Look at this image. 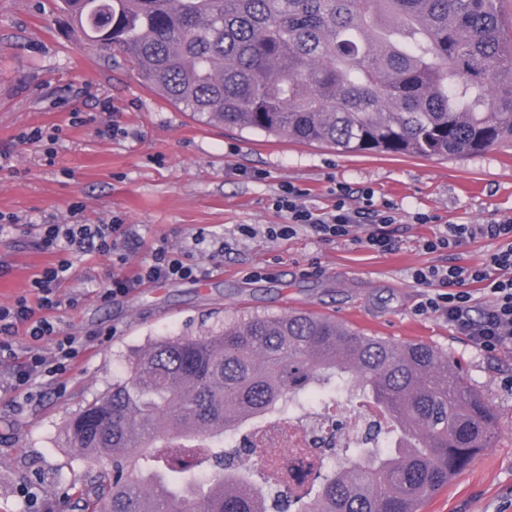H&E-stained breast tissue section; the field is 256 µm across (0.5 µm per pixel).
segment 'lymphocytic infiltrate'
Returning a JSON list of instances; mask_svg holds the SVG:
<instances>
[{
	"mask_svg": "<svg viewBox=\"0 0 512 512\" xmlns=\"http://www.w3.org/2000/svg\"><path fill=\"white\" fill-rule=\"evenodd\" d=\"M306 195V190L291 186L278 196L275 205L287 212L288 221L267 227L269 236L289 238L303 230L321 240L355 239L374 251H392L394 243L387 228L395 218L391 211L375 206L372 192H363L353 206L347 202L346 189L338 188L335 203L326 209L308 207ZM359 228L364 231L360 238L354 235ZM134 238L130 226L118 219L110 224L41 225L39 246L57 254V262L45 266L31 280L32 297L22 296L12 305L0 306V354L8 351L7 339L16 333H24L32 343L18 372V384L42 373L65 374L84 345L82 337L62 335L52 316L59 305L58 290L71 276L73 254L91 251L111 257L114 270L102 292L108 298L161 281L205 277L211 272L210 261L222 258L228 248L226 241H219L207 262L202 263L192 261L187 248L163 241L152 248L149 260L128 276L122 268L128 261L126 248ZM478 238L504 244L503 249L491 254L487 265L431 266L415 270L412 277L417 284L436 290L435 296L426 299L425 310L445 315L451 326L483 348L512 347V217L489 224H446L425 239L423 246L431 252H448L463 241ZM477 289L492 297L490 304L480 310L474 307L473 292ZM45 340L54 345L53 357H45L38 349Z\"/></svg>",
	"mask_w": 512,
	"mask_h": 512,
	"instance_id": "1",
	"label": "lymphocytic infiltrate"
}]
</instances>
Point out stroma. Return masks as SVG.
<instances>
[{"instance_id":"35a3bbf8","label":"stroma","mask_w":512,"mask_h":512,"mask_svg":"<svg viewBox=\"0 0 512 512\" xmlns=\"http://www.w3.org/2000/svg\"><path fill=\"white\" fill-rule=\"evenodd\" d=\"M41 131L40 140L27 134ZM305 189L307 206L325 208L343 184L351 198L374 190L396 218L394 249L376 252L321 241L305 231L269 238L287 221L273 202L282 185ZM444 224H485L512 217V146L448 158L349 154L258 132L207 124L152 90L121 55L83 42L52 0H0V215L20 219L0 236V274L18 278L0 291L8 306L52 254L39 250L40 225L98 224L120 218L137 240L126 273L154 244L229 243L217 270L202 280H172L102 299L109 257L78 253L59 290L61 330L87 338L72 369L15 388L30 346L12 337L0 359V512H80L78 498L97 461L64 447L67 421L127 378L132 357L154 340L195 335L227 319L292 311L335 315L370 336L421 341L462 364L466 379L492 405L495 434L421 512H512V349L488 351L438 313L420 312L429 295L415 269L455 260L479 266L499 241H468L451 254L423 241ZM255 224L245 237L240 225ZM205 241L194 244L196 235ZM76 306H69V299Z\"/></svg>"}]
</instances>
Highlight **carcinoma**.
Returning <instances> with one entry per match:
<instances>
[{"label":"carcinoma","instance_id":"1","mask_svg":"<svg viewBox=\"0 0 512 512\" xmlns=\"http://www.w3.org/2000/svg\"><path fill=\"white\" fill-rule=\"evenodd\" d=\"M175 106L226 128L344 153L461 156L512 142V33L499 0H59ZM369 394L368 448L322 449L284 499L224 434L313 384ZM496 419L458 362L330 315L228 320L158 339L65 428L110 466L83 512H419L488 447Z\"/></svg>","mask_w":512,"mask_h":512}]
</instances>
